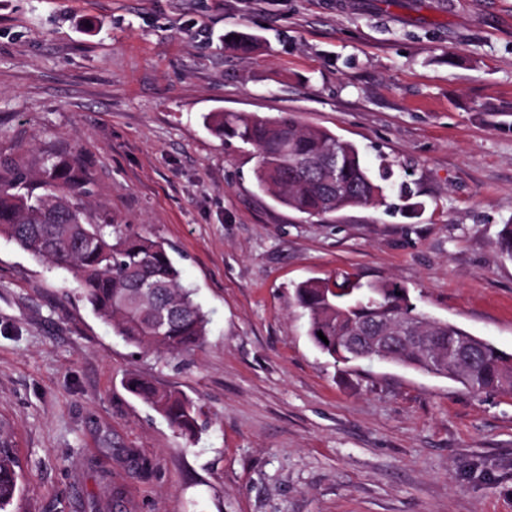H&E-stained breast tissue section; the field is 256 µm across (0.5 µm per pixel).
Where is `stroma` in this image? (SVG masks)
Listing matches in <instances>:
<instances>
[{"label": "stroma", "instance_id": "1", "mask_svg": "<svg viewBox=\"0 0 512 512\" xmlns=\"http://www.w3.org/2000/svg\"><path fill=\"white\" fill-rule=\"evenodd\" d=\"M257 36V52L224 36ZM211 112L292 113L386 156L420 211L329 221L264 194ZM86 170L87 208L172 248L200 348L138 349L71 274L0 237L10 512H512V395L343 368L297 283L393 281L512 353V0H0V161ZM202 409L186 439L125 386Z\"/></svg>", "mask_w": 512, "mask_h": 512}]
</instances>
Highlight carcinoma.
I'll use <instances>...</instances> for the list:
<instances>
[{
	"mask_svg": "<svg viewBox=\"0 0 512 512\" xmlns=\"http://www.w3.org/2000/svg\"><path fill=\"white\" fill-rule=\"evenodd\" d=\"M228 46L247 55L258 41L249 34L233 35ZM206 120L216 135L252 148L258 188L293 211L329 218L347 208L387 205L393 164L383 158L377 168L369 167L355 144L327 129L303 127L291 113L212 112ZM90 194L85 172L68 158H57L35 176L0 164V237L70 272L95 313L125 342L166 355L199 347L208 320L193 291L183 286L165 243L124 233L92 216L84 205ZM495 247L512 260L511 223ZM295 297L307 315V335L337 363L400 365L454 380L476 396L512 392V354L430 316L409 292L397 294L395 283L364 287L347 276L308 280L295 288ZM161 314L165 324L158 334L153 323ZM368 323L408 336H432L435 343L428 350L410 344L386 352L352 347L349 339ZM126 387L177 433L195 436L201 413L197 404L138 374L127 378ZM21 478L17 453L0 432V512L12 503Z\"/></svg>",
	"mask_w": 512,
	"mask_h": 512,
	"instance_id": "cac0c4a2",
	"label": "carcinoma"
}]
</instances>
